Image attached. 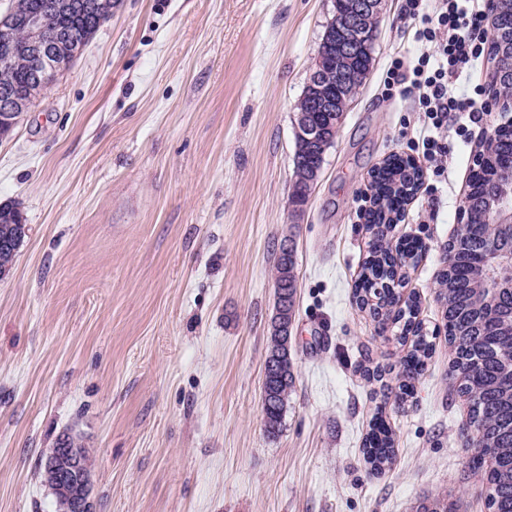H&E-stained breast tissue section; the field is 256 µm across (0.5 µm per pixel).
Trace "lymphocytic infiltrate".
I'll return each instance as SVG.
<instances>
[{"label":"lymphocytic infiltrate","mask_w":512,"mask_h":512,"mask_svg":"<svg viewBox=\"0 0 512 512\" xmlns=\"http://www.w3.org/2000/svg\"><path fill=\"white\" fill-rule=\"evenodd\" d=\"M410 17L419 24L420 40L435 44V55L419 57L412 69L411 88L420 111L433 127H442L449 113L458 116L485 111L482 85L461 86L457 80L484 58L490 39L484 27V9L471 0H435L432 11L421 0H410Z\"/></svg>","instance_id":"lymphocytic-infiltrate-1"}]
</instances>
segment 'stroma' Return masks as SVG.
<instances>
[{
  "instance_id": "stroma-1",
  "label": "stroma",
  "mask_w": 512,
  "mask_h": 512,
  "mask_svg": "<svg viewBox=\"0 0 512 512\" xmlns=\"http://www.w3.org/2000/svg\"><path fill=\"white\" fill-rule=\"evenodd\" d=\"M407 0H384L374 63L325 155L303 214L288 207L295 105L333 0H112V17L0 142V204L28 232L0 279V512H54L41 461L79 434L97 512H415L423 496L488 512L470 463L468 406L437 338L405 404L406 354L358 308L374 167L419 160L422 185L392 241L427 329L489 101L449 119L443 174L412 96L388 95L425 44ZM297 256L295 388L282 429L262 416L272 266ZM381 368L380 379L366 370ZM396 458L373 472L362 444L377 410Z\"/></svg>"
}]
</instances>
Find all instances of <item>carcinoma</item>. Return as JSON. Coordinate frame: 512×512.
Returning <instances> with one entry per match:
<instances>
[{
    "label": "carcinoma",
    "instance_id": "obj_1",
    "mask_svg": "<svg viewBox=\"0 0 512 512\" xmlns=\"http://www.w3.org/2000/svg\"><path fill=\"white\" fill-rule=\"evenodd\" d=\"M53 0H23V7L45 14L50 30L73 29L82 45L110 20L105 13L85 10L81 0L67 13L49 12ZM503 14L492 20L500 32L492 41L490 60L504 52L512 40V0H505ZM369 32L365 44L342 63L327 56L322 62L323 83L333 89V112H319L304 87L296 104L295 124L302 134H294L293 176L289 205L303 211L314 189L312 184L322 171L326 150L303 135L329 125L340 126L346 103L357 96L372 69L375 36L374 22L362 21ZM33 80L27 58L0 56V97L19 96ZM494 98L512 96V76L496 79L490 74ZM475 158L480 164L470 170L464 202L467 211L448 240L445 265L437 277L436 297L440 304L446 341L451 354L449 376L454 390L469 406L465 428L473 450L471 463L486 473L484 491L489 512H512V223L504 224L498 203L512 197V121L497 128L480 143ZM421 181V170L409 157L391 155L372 171L371 208L366 224L371 233L368 256L353 285L356 304L363 307L372 295L377 303L374 318L384 317L400 301L404 287L402 267L418 261L422 245L406 239L392 245L389 233L414 196ZM26 218L17 204H0V226L20 225ZM276 301L270 319L268 353L264 363V426L270 435L280 431L289 396L296 380V362L289 327L295 318L297 294L296 258L285 239L274 263ZM419 301L411 299L399 339H412L411 349L401 359L395 400L404 403L413 393L414 381L433 351L432 336L417 320ZM395 437L377 409L363 441L365 461L375 471L391 465L395 458ZM416 512H450L448 499L424 498Z\"/></svg>",
    "mask_w": 512,
    "mask_h": 512
}]
</instances>
